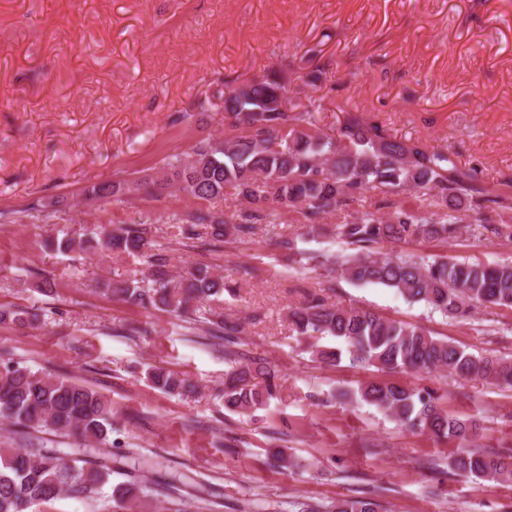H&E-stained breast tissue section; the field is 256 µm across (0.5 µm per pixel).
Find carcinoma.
Instances as JSON below:
<instances>
[{
	"label": "carcinoma",
	"instance_id": "1",
	"mask_svg": "<svg viewBox=\"0 0 512 512\" xmlns=\"http://www.w3.org/2000/svg\"><path fill=\"white\" fill-rule=\"evenodd\" d=\"M286 91L284 74L269 69L224 94V118L236 135L218 141L196 139L189 150L163 159L154 175L115 178L95 184L98 201L154 197L176 186L205 202L235 195L242 205L223 220L210 209L187 214L179 227L185 239L205 244L243 239L261 224H274L272 204L299 207L304 223L315 227L325 216L345 212L350 220L336 225V236L355 252L323 256L321 264L340 271L359 285H381L411 302H422L454 319H466L481 307L512 308V263H451L434 257L405 254L412 243L448 244L462 236V225L481 224L483 203L495 205L496 235L512 239V197L491 196L468 170L456 166L443 149L429 150L417 142L386 134L354 111H347L337 135L319 131L317 114L323 98L307 96L281 110ZM378 195L363 210L354 205L367 192ZM417 195L420 207L398 204L396 196ZM160 219L146 217L134 225L97 224L86 239L63 236L50 243L61 253L119 252L142 257L148 272L108 282L105 292L123 302L154 308L182 320L207 325L205 333L224 341V410L249 413L278 399L279 374L262 359L238 360L233 349L242 323L224 319L216 306L235 287L207 265L188 262L173 275L169 255L155 241ZM390 242L398 249L372 256L375 245ZM34 308L0 306V325L36 326ZM299 336L330 337L346 345L353 365L379 372L431 374L447 371L461 379H479L512 386V359L474 355L447 339L410 324L384 318L359 307H338L319 293L289 311ZM151 387L170 396H187L196 385L181 372L154 367L146 372ZM357 406H372L396 418L413 433L445 440L456 451L448 456L454 475L478 480L512 477V462L475 444L478 424L448 411L429 388L371 381L344 393ZM0 420L12 426L14 446L0 448V512H42L65 496L83 499L101 495L121 512H145L152 488L138 479L142 459L129 464L112 453V406L97 391L67 377H53L21 362L0 363ZM75 437L78 450L56 448L53 437ZM172 494L193 496L201 484L179 473L163 482ZM371 498L343 499L330 512H379Z\"/></svg>",
	"mask_w": 512,
	"mask_h": 512
}]
</instances>
